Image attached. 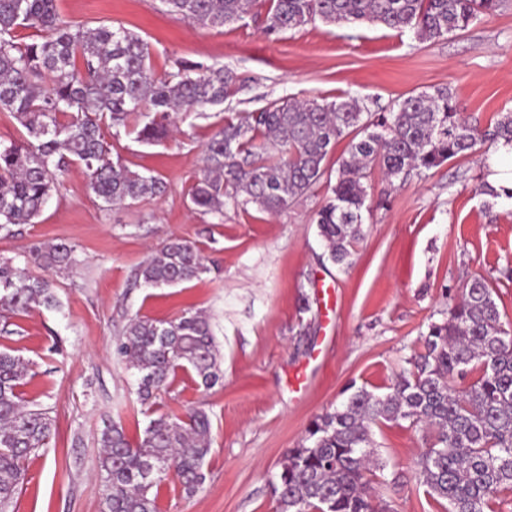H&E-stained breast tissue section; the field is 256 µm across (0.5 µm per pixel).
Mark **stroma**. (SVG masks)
<instances>
[{"label":"stroma","instance_id":"1","mask_svg":"<svg viewBox=\"0 0 512 512\" xmlns=\"http://www.w3.org/2000/svg\"><path fill=\"white\" fill-rule=\"evenodd\" d=\"M267 5L255 0L243 22L213 29L177 20L160 0H58L70 23L120 24L148 41L156 74L186 58L223 64L242 85L222 108L179 113L177 132L162 145L126 134L113 139V154L131 169L164 179V196L100 206L73 165L39 218L0 236L3 258L60 241L76 257L56 277L61 310L35 309L0 331V349L19 350L32 363L25 399L50 406L55 419L50 446L28 461L10 512H102L105 421L122 419L134 442L154 411L180 415L195 406L212 422L206 481L188 498L167 475L159 512H276L269 479L287 450L350 387L385 393L428 324L444 318L447 294L483 276L503 319L512 320V201L482 190L493 165H512L500 144L403 181L387 182L372 169L362 239L345 268L326 258L313 222L325 189L275 216L253 206L205 213L189 196L204 145L225 115L256 112L282 97L350 94L377 111L446 86L469 122L489 125L512 111V0L433 43L371 24L315 22L269 36L261 23ZM174 238L194 243L209 272L175 288L138 283L140 266ZM187 309L210 317L223 382L205 391L183 374L157 408L140 405L113 341L132 316L164 320ZM297 377L305 387L290 392ZM372 439L384 465L378 492L391 512H445L415 477L422 429L388 422L373 427Z\"/></svg>","mask_w":512,"mask_h":512}]
</instances>
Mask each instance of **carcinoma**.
Returning a JSON list of instances; mask_svg holds the SVG:
<instances>
[{"label": "carcinoma", "instance_id": "1", "mask_svg": "<svg viewBox=\"0 0 512 512\" xmlns=\"http://www.w3.org/2000/svg\"><path fill=\"white\" fill-rule=\"evenodd\" d=\"M255 0H163L175 18L205 27L245 19ZM503 0H269L263 30L276 35L320 20L370 23L435 42L463 31L501 7ZM32 29L26 41L17 30ZM150 45L123 26L76 27L63 20L57 0H0V112L24 129L0 142V231L29 224L53 193L58 175L79 165L94 197L105 206L160 197L166 182L142 175L112 156L110 138L124 131L145 144L170 133L171 113L220 106L233 93L235 71L218 63L173 61L156 75ZM348 154L326 160L340 139ZM512 146V112L482 129L463 116L443 87L412 93L388 112L359 98L282 99L257 112L230 115L204 148L203 168L190 191L203 212L254 204L280 213L325 183L329 196L314 223L327 258L352 263L369 197L368 172L388 182L412 170H430L476 151L485 142ZM74 248L43 244L18 258H0V310L27 314L61 304L48 274L71 268ZM43 274L36 275L30 267ZM209 267L188 240L165 243L139 269L153 288L200 279ZM494 289L483 276L449 297L448 315L428 325L416 351L388 392L364 387L313 419L302 443L288 450L270 483L277 512H378L368 477L374 463L371 428L407 421L425 431L417 475L428 496L448 512H492L497 494L512 493V323L502 320ZM145 404L167 391L178 373L208 390L223 379L211 323L185 311L170 320L134 316L117 344ZM29 363L0 351V512H9L26 475L25 464L49 448L50 408L29 404L21 386ZM208 412L180 418L160 413L131 443L122 422L101 431L103 512H158V489L172 470L190 497L205 483L210 454Z\"/></svg>", "mask_w": 512, "mask_h": 512}]
</instances>
